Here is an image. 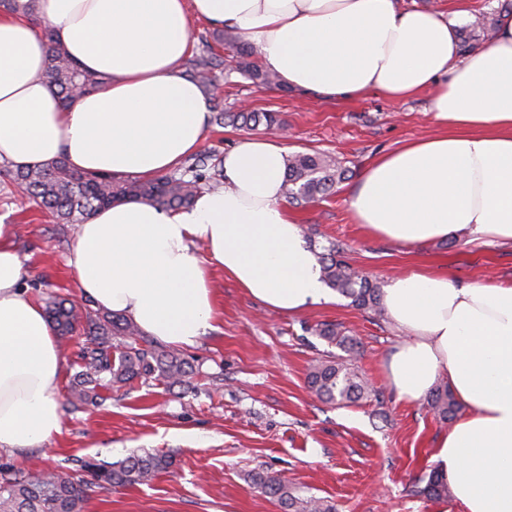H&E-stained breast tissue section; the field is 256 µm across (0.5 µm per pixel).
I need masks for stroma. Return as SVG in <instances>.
Returning a JSON list of instances; mask_svg holds the SVG:
<instances>
[{
	"instance_id": "stroma-1",
	"label": "stroma",
	"mask_w": 512,
	"mask_h": 512,
	"mask_svg": "<svg viewBox=\"0 0 512 512\" xmlns=\"http://www.w3.org/2000/svg\"><path fill=\"white\" fill-rule=\"evenodd\" d=\"M458 28L462 54L486 45L474 24L498 19L497 0H463ZM225 111L279 113L288 130L277 141L289 153L330 154L348 171L335 194L296 208L302 225L315 228L310 243L347 244L350 264L378 286L407 271L448 275L456 284L487 279L512 283V243L486 244L462 235L449 241L402 247L355 224L348 199L363 171L404 142L434 134L437 126L423 92L405 101L379 93L327 101L280 85H258L240 73L219 76ZM0 224L21 229L23 286L32 300L62 291L82 295L66 256L73 232L37 211L21 212L0 181ZM213 285L218 317L213 330L181 354L196 372L187 387L151 381L129 395L65 412L61 434L31 448L0 451L8 462L36 473L71 472L80 458L123 461L137 450L173 455L174 465L152 482L93 495L86 512H285L255 488L257 472L284 478L298 495L331 501L336 512H463L453 499L412 496L417 480L433 469L431 456L449 425L424 401L398 399L388 361L403 335L390 320L371 322L335 295L332 302L296 315L268 309L221 271ZM341 324L359 342L360 371L381 394L349 406L321 403L308 390L313 360L329 345L309 328Z\"/></svg>"
}]
</instances>
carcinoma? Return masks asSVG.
Instances as JSON below:
<instances>
[{
    "instance_id": "cac0c4a2",
    "label": "carcinoma",
    "mask_w": 512,
    "mask_h": 512,
    "mask_svg": "<svg viewBox=\"0 0 512 512\" xmlns=\"http://www.w3.org/2000/svg\"><path fill=\"white\" fill-rule=\"evenodd\" d=\"M44 36L49 48L40 77L57 87L63 105H70L79 96L94 92L109 81L107 76L82 69L64 44L54 39L47 24ZM214 40L234 51L236 70L262 84L279 80L276 73L255 63L254 49L240 38L216 34ZM223 65V58L206 39L202 49L186 62L190 79L205 90L217 89L215 70ZM226 118L250 130L260 125L274 130L281 124L276 112H226L219 100H212V122L222 125ZM345 175L346 170L329 156L295 154L288 159L285 197L299 205L316 202L330 195ZM0 177L13 187L14 202L20 207L44 210L55 223L68 224L74 229L96 210L116 203L138 200L178 210L189 207L202 190L217 189L224 184L222 162L214 161L207 154L193 155L182 170L150 180L86 174L70 168L63 159L23 170L1 164ZM345 252L343 244L331 242L318 254L325 284L351 299V305L358 310L382 320L380 289L344 259ZM46 314L60 335L84 337L79 352L80 370L71 376L66 398L74 410L100 404L103 390L127 392L134 382L145 383L151 379H161L170 387L181 386L190 373L187 360L144 338L132 321L118 313L93 309L88 303L79 304L55 295L47 302ZM312 335L348 354L357 345L356 339L336 323H321L312 329ZM307 383L325 403L349 404L376 394L347 356L328 355L317 360L307 374ZM427 405L444 419L452 418L458 410V403L444 381L431 392ZM172 464L173 455L150 452L133 454L117 465L83 460L82 474L73 477L54 471L32 475L10 463H0V512H85L94 494L147 484ZM253 482L264 493L278 499L287 512H336V507L326 500L295 496L288 482L278 475L257 473ZM420 482L424 486L415 490L418 495L451 496L447 477L435 469Z\"/></svg>"
}]
</instances>
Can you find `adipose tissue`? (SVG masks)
Masks as SVG:
<instances>
[{
    "instance_id": "1",
    "label": "adipose tissue",
    "mask_w": 512,
    "mask_h": 512,
    "mask_svg": "<svg viewBox=\"0 0 512 512\" xmlns=\"http://www.w3.org/2000/svg\"><path fill=\"white\" fill-rule=\"evenodd\" d=\"M464 15L400 0H39L34 18L0 7V163L32 168L62 156L81 172L144 179L178 167L211 112L180 67L201 19L244 36L284 85L325 99L433 89L436 134L364 170L348 200L354 223L406 247L461 234L512 241V9L489 45L465 57L455 32ZM41 19L111 83L63 108L40 77ZM287 162L285 147L246 137L224 154L223 187L190 208L97 211L67 259L81 294L184 348L213 327L215 270L284 314L331 302L283 193ZM14 235L0 225V450L62 429L53 389L64 359L22 288ZM381 305L406 334L389 364L397 396L420 400L443 380L464 409L432 457L454 500L464 512H512V284L409 272L389 281Z\"/></svg>"
}]
</instances>
